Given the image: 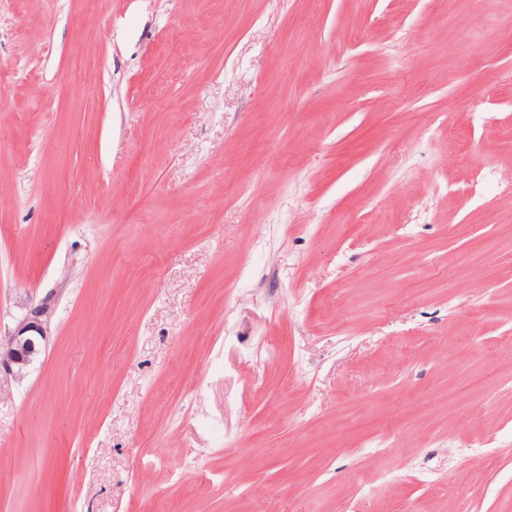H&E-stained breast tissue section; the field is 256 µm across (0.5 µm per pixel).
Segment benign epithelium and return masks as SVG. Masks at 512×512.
I'll use <instances>...</instances> for the list:
<instances>
[{
  "label": "benign epithelium",
  "instance_id": "obj_1",
  "mask_svg": "<svg viewBox=\"0 0 512 512\" xmlns=\"http://www.w3.org/2000/svg\"><path fill=\"white\" fill-rule=\"evenodd\" d=\"M50 308L44 304L31 309L6 336L0 337V378H20L40 356L47 339Z\"/></svg>",
  "mask_w": 512,
  "mask_h": 512
}]
</instances>
